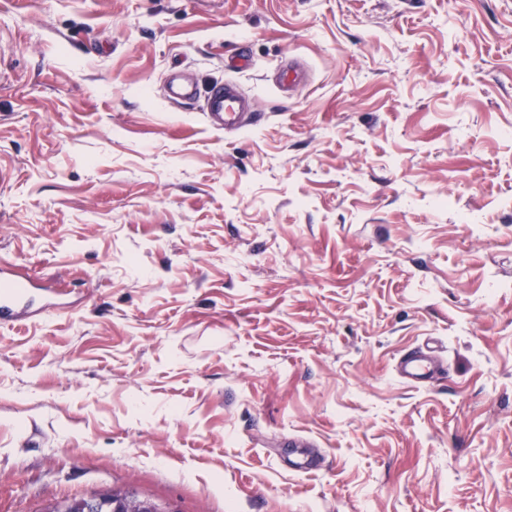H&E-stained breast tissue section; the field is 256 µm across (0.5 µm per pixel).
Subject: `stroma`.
<instances>
[{
	"label": "stroma",
	"instance_id": "obj_1",
	"mask_svg": "<svg viewBox=\"0 0 512 512\" xmlns=\"http://www.w3.org/2000/svg\"><path fill=\"white\" fill-rule=\"evenodd\" d=\"M5 263L0 512H512V0H0ZM204 112L211 117H219L220 122L212 125L224 132H239L247 124V115L241 112L238 94L231 83L215 85L204 100ZM36 298L21 282H13L4 288L1 277L0 290V325H9L30 312ZM398 373L408 383H424L432 377L431 359L422 351L407 352L399 360Z\"/></svg>",
	"mask_w": 512,
	"mask_h": 512
}]
</instances>
